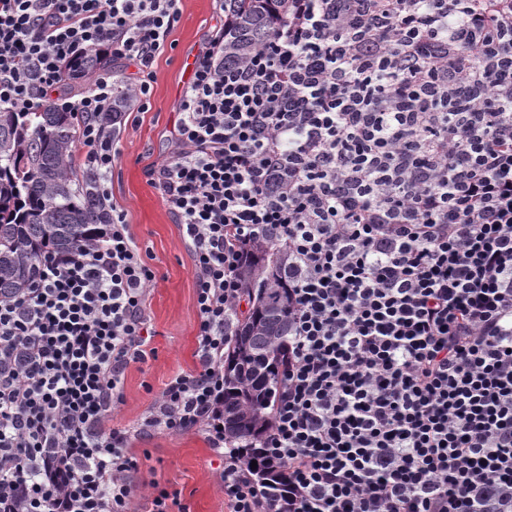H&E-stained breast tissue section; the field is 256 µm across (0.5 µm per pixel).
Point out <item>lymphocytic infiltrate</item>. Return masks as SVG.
I'll return each mask as SVG.
<instances>
[{
	"instance_id": "1",
	"label": "lymphocytic infiltrate",
	"mask_w": 512,
	"mask_h": 512,
	"mask_svg": "<svg viewBox=\"0 0 512 512\" xmlns=\"http://www.w3.org/2000/svg\"><path fill=\"white\" fill-rule=\"evenodd\" d=\"M252 53L193 62L173 149L144 175L192 262V370L116 424L153 350L157 271L112 200L127 115L114 82L61 91L68 62L133 63V101L177 0H0V107L81 116L105 221L0 298V512H136L144 435L203 434L226 512H512V0H284ZM288 256V365L259 449L279 500L224 437V349L254 243Z\"/></svg>"
}]
</instances>
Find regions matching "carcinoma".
<instances>
[{
    "label": "carcinoma",
    "mask_w": 512,
    "mask_h": 512,
    "mask_svg": "<svg viewBox=\"0 0 512 512\" xmlns=\"http://www.w3.org/2000/svg\"><path fill=\"white\" fill-rule=\"evenodd\" d=\"M245 11L226 51L249 54L255 29L272 23L260 0H244ZM113 60L100 52L94 61L68 66L89 74L108 71ZM75 113L51 106L35 112L0 108V295L31 287L46 254L72 249L89 238L98 221L93 193L74 166ZM285 258L263 246L254 249L245 278L250 285L247 315L239 320L224 354V435L247 461L265 494L280 498L279 476L256 448L273 425L279 377L288 365Z\"/></svg>",
    "instance_id": "cac0c4a2"
}]
</instances>
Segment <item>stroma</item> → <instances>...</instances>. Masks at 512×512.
<instances>
[{
	"label": "stroma",
	"mask_w": 512,
	"mask_h": 512,
	"mask_svg": "<svg viewBox=\"0 0 512 512\" xmlns=\"http://www.w3.org/2000/svg\"><path fill=\"white\" fill-rule=\"evenodd\" d=\"M178 7L172 47L151 69L148 109L129 119L112 169L113 200L159 271L147 307L155 353L127 373L125 401L112 413L120 424L139 420L169 378L194 366L197 310L190 259L173 216L144 176L146 166L171 152L178 101L217 21L214 0H179ZM134 452L144 476L178 492L188 512H225L218 464L201 434L146 436Z\"/></svg>",
	"instance_id": "obj_1"
}]
</instances>
